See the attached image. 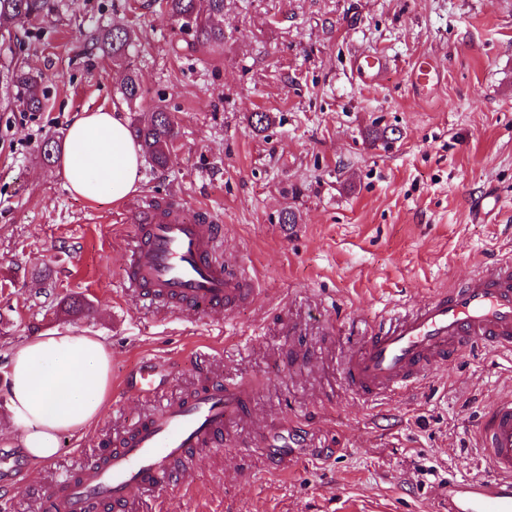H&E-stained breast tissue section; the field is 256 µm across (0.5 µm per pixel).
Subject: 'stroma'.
<instances>
[{"instance_id":"obj_1","label":"stroma","mask_w":512,"mask_h":512,"mask_svg":"<svg viewBox=\"0 0 512 512\" xmlns=\"http://www.w3.org/2000/svg\"><path fill=\"white\" fill-rule=\"evenodd\" d=\"M116 24L135 36L126 59L78 39ZM223 27V48L196 45L158 0H49L5 27L0 386L11 350L39 334L85 330L112 349L101 416L39 467L0 399V450L19 456L0 477L7 512H44L48 487L211 383L249 386L247 416L125 512H439L449 483L492 475L478 425L512 396V351L462 355L376 401L349 390L345 365L384 316L512 257V0H224ZM373 53L389 63L375 82L353 67ZM425 58L438 78L421 93ZM10 63L44 75L41 112L7 87ZM131 71L142 95L129 102ZM158 105L176 123L169 163L144 159L132 196L76 197L43 157L78 113L134 125ZM163 198L220 218L223 253L255 282L248 302L195 314L125 288L130 212ZM145 360L164 369L151 399L124 385ZM264 440L302 454L281 464Z\"/></svg>"}]
</instances>
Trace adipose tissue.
Segmentation results:
<instances>
[{
	"instance_id": "1",
	"label": "adipose tissue",
	"mask_w": 512,
	"mask_h": 512,
	"mask_svg": "<svg viewBox=\"0 0 512 512\" xmlns=\"http://www.w3.org/2000/svg\"><path fill=\"white\" fill-rule=\"evenodd\" d=\"M141 167V147L118 112H85L68 126L60 175L71 193L121 200L139 190ZM111 367L110 347L75 329L32 337L11 352L5 389L10 424L32 465L53 459L62 435L100 417Z\"/></svg>"
}]
</instances>
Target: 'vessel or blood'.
<instances>
[{"mask_svg": "<svg viewBox=\"0 0 512 512\" xmlns=\"http://www.w3.org/2000/svg\"><path fill=\"white\" fill-rule=\"evenodd\" d=\"M220 225L187 218L175 204L150 203L132 217L124 284L148 303L199 313L233 311L254 293L250 275L217 254ZM512 350V260L479 271L431 299L384 320L348 359L345 382L376 400L405 393L432 369L474 350ZM158 366L135 373L142 398L157 395ZM247 387L210 384L134 424L106 459L45 494L47 512H124L133 490L176 482L191 449L219 443L227 420L247 412ZM481 450L494 477L452 484L445 512H512V398L482 415Z\"/></svg>", "mask_w": 512, "mask_h": 512, "instance_id": "obj_1", "label": "vessel or blood"}]
</instances>
